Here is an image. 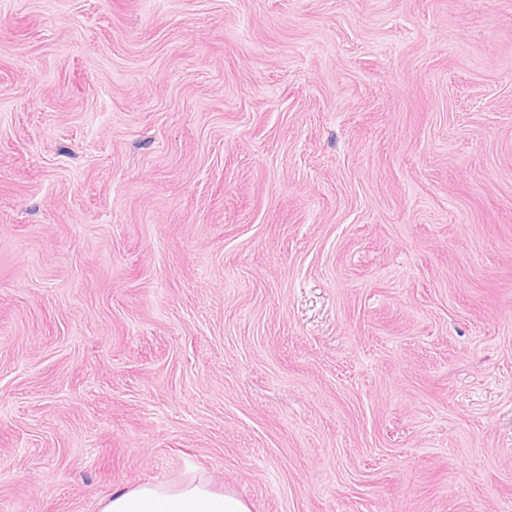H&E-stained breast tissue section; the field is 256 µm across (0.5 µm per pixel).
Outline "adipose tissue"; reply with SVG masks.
Here are the masks:
<instances>
[{"instance_id": "ef3b65f1", "label": "adipose tissue", "mask_w": 512, "mask_h": 512, "mask_svg": "<svg viewBox=\"0 0 512 512\" xmlns=\"http://www.w3.org/2000/svg\"><path fill=\"white\" fill-rule=\"evenodd\" d=\"M99 512H250V508L236 495L192 479L114 491L102 501Z\"/></svg>"}]
</instances>
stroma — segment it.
Returning a JSON list of instances; mask_svg holds the SVG:
<instances>
[{"label":"stroma","instance_id":"stroma-1","mask_svg":"<svg viewBox=\"0 0 512 512\" xmlns=\"http://www.w3.org/2000/svg\"><path fill=\"white\" fill-rule=\"evenodd\" d=\"M512 512V0H0V512ZM100 507L99 512H250L236 495L195 479L116 490Z\"/></svg>","mask_w":512,"mask_h":512}]
</instances>
